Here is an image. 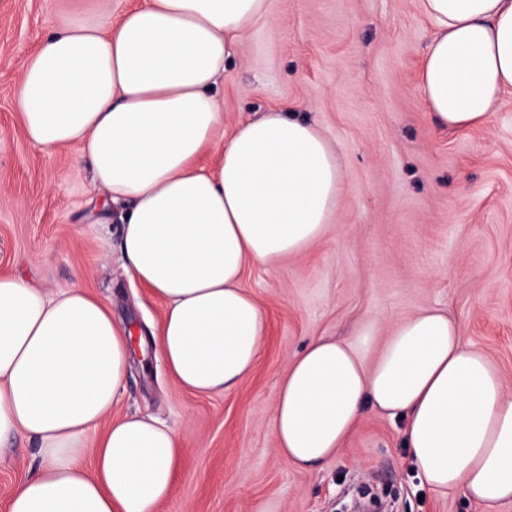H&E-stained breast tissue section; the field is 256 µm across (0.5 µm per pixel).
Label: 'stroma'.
<instances>
[{
	"label": "stroma",
	"mask_w": 512,
	"mask_h": 512,
	"mask_svg": "<svg viewBox=\"0 0 512 512\" xmlns=\"http://www.w3.org/2000/svg\"><path fill=\"white\" fill-rule=\"evenodd\" d=\"M142 0H0V270L40 288L80 282L137 338L113 419L150 415L178 432L174 493L157 512H512L422 483L401 421L367 413L339 454L300 470L276 453L273 406L290 357L377 318L379 338L420 308L448 312L512 389V95L482 126L434 121L417 88L433 27L420 0H270L224 68V126L281 105L336 149L343 182L326 234L305 253L247 268L267 316L254 370L209 397L185 391L149 340L161 300L131 281L120 250L125 204L93 189L77 146L47 153L14 101L25 61L57 24L109 30ZM39 444L0 454V506L38 467Z\"/></svg>",
	"instance_id": "1"
}]
</instances>
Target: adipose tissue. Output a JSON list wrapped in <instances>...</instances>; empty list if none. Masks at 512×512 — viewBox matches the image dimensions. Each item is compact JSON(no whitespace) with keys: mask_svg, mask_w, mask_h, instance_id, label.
<instances>
[{"mask_svg":"<svg viewBox=\"0 0 512 512\" xmlns=\"http://www.w3.org/2000/svg\"><path fill=\"white\" fill-rule=\"evenodd\" d=\"M436 33L419 71L435 121L484 124L512 88V0H421ZM269 0H144L109 31L53 30L27 58L15 106L42 151L76 144L93 183L130 202V277L164 303L154 336L170 375L198 396L254 368L265 314L242 288L251 263L304 253L330 224L336 150L288 109L224 128L219 81ZM213 149V167L198 166ZM368 317L349 338L311 340L274 403L276 452L310 470L336 457L366 409L404 416L423 482L492 507L512 501V392L446 311L426 306L376 348ZM130 335L78 284L53 291L0 274V449L39 442L37 470L7 512H156L174 492L175 429L109 421Z\"/></svg>","mask_w":512,"mask_h":512,"instance_id":"obj_1","label":"adipose tissue"}]
</instances>
